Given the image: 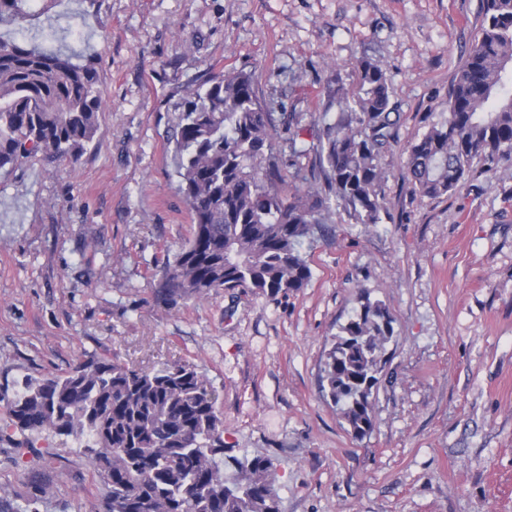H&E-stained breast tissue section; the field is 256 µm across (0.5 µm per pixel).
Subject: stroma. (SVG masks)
Listing matches in <instances>:
<instances>
[{
	"mask_svg": "<svg viewBox=\"0 0 512 512\" xmlns=\"http://www.w3.org/2000/svg\"><path fill=\"white\" fill-rule=\"evenodd\" d=\"M482 0H53L29 35L96 62L108 108L78 162L0 174V428L23 377L88 357L196 367L216 390L224 452L275 465L280 512H512V166L474 160L439 198L403 175L408 146L448 116ZM366 57L390 77L398 143L381 159L377 224L336 212L302 251L312 278L274 298L217 290L155 299L191 233L176 191L175 107L207 72L253 74L259 100L312 128L329 86ZM381 301L393 336L371 431L322 393L331 339ZM104 512L81 449L0 441V498Z\"/></svg>",
	"mask_w": 512,
	"mask_h": 512,
	"instance_id": "obj_1",
	"label": "stroma"
}]
</instances>
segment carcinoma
Segmentation results:
<instances>
[{
  "instance_id": "cac0c4a2",
  "label": "carcinoma",
  "mask_w": 512,
  "mask_h": 512,
  "mask_svg": "<svg viewBox=\"0 0 512 512\" xmlns=\"http://www.w3.org/2000/svg\"><path fill=\"white\" fill-rule=\"evenodd\" d=\"M32 0H0V25L18 28ZM357 84L336 82L323 126L308 144L294 114L270 112L253 77L210 73L179 106L173 136L177 192L188 205L191 233L167 259L156 301L199 299L240 288L269 297L312 278L302 253L318 224L339 209L357 224H377L381 158L397 142L399 113L390 79L376 62L354 63ZM512 0H484V17L467 59L454 75L448 118L407 148L405 177L421 195L459 191L471 161L512 164ZM107 104L91 60L0 37V172L34 155L49 164L76 162L97 138ZM315 154L311 181L289 183L280 148ZM386 306L364 296L333 336L322 392L353 435L372 428V390L392 336ZM17 448L44 432L89 436L83 454L105 488V512H280L274 462L256 454L224 457L222 413L211 384L189 364L143 370L90 357L62 375L27 377L7 401Z\"/></svg>"
}]
</instances>
